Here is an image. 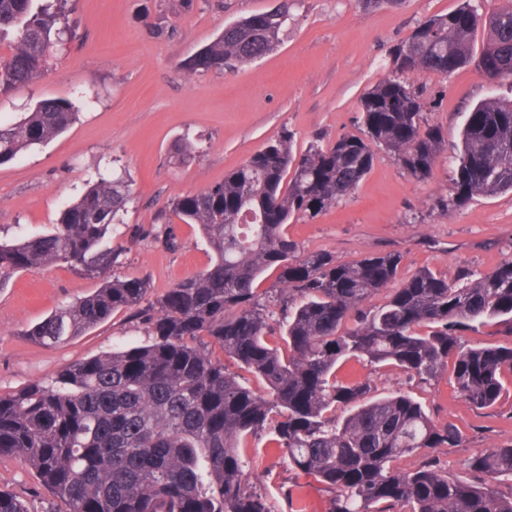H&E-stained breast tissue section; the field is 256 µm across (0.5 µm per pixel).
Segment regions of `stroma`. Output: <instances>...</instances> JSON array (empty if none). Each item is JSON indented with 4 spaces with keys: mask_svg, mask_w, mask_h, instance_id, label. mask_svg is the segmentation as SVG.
Returning <instances> with one entry per match:
<instances>
[{
    "mask_svg": "<svg viewBox=\"0 0 512 512\" xmlns=\"http://www.w3.org/2000/svg\"><path fill=\"white\" fill-rule=\"evenodd\" d=\"M180 2L74 0L72 44L35 83L0 97L5 125L44 98L68 99L78 108L63 134L0 164L1 240L48 232L96 173L123 174L132 181V200L107 243L124 248L121 274L145 278L154 294L164 293L205 270L211 252L193 224L176 225L180 246L174 251L153 237L131 242L134 231L154 227L171 198L223 181L282 129L294 132L300 149L318 135L332 141L356 132L358 102L385 74L393 48L420 21L463 0H402L370 10L358 0H298L272 53L234 70L192 75L185 62L225 25L279 0H193L188 10ZM404 79L422 90L429 103L425 119L445 128L452 142L471 106L512 96V84H488L472 64L445 75L408 72ZM185 137L195 157L178 164L174 145ZM452 178L442 160L431 178L416 181L378 152L353 197L314 220L290 223L288 234L302 250H326L343 262L400 251L405 276L422 267L448 273L460 265L487 272L512 255V193L435 208ZM98 285L57 264L19 273L0 288V395L49 379L68 363L145 343L142 320L126 312L57 346L31 341V327ZM336 376L370 381L378 394L408 392L435 421L453 422L461 445L432 451L449 477L469 478L468 460L476 451L512 445L511 372L502 376L509 397L484 410L460 397L445 377L424 384L363 360L348 361ZM246 460L251 483L275 512H333L334 491L289 465L270 433L253 439ZM0 489L22 498L30 512H49L48 492L15 459H0Z\"/></svg>",
    "mask_w": 512,
    "mask_h": 512,
    "instance_id": "1",
    "label": "stroma"
}]
</instances>
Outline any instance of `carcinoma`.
I'll use <instances>...</instances> for the list:
<instances>
[{
    "instance_id": "cac0c4a2",
    "label": "carcinoma",
    "mask_w": 512,
    "mask_h": 512,
    "mask_svg": "<svg viewBox=\"0 0 512 512\" xmlns=\"http://www.w3.org/2000/svg\"><path fill=\"white\" fill-rule=\"evenodd\" d=\"M69 0H0V97L33 83L71 41ZM253 13L222 31L187 63L189 72L235 69L269 54L288 21V0L261 26ZM495 57L512 80V0L431 16L393 52L388 73L360 99L363 132L303 150L285 130L237 169L161 211L163 243L179 241L178 219L196 224L212 252L202 273L151 298L150 283L111 273L120 251L109 226L131 199L122 177L98 176L45 233L0 243V287L16 274L63 262L102 278L100 287L30 330L43 346L96 328L118 312L143 319L148 341L61 367L0 396V457L36 474L61 512H273L244 471L247 439L265 430L289 462L336 491L335 512H512V446L479 450L468 461L477 481L449 478L428 456L409 470L393 463L434 448H455L461 431L437 423L406 392L373 395L367 381L342 383L351 359L392 364L424 383L451 371L456 392L478 409L494 406L512 372V345L464 347L461 337L490 322L512 330V255L484 274L420 269L397 280L395 250L340 262L301 252L292 220H313L350 196L379 147L417 181L448 157L447 210L476 196L512 192V100L477 103L454 148L424 120L421 94L403 74H448ZM70 102L43 99L12 125H0V164L63 133ZM271 288L259 287L267 272ZM382 301L372 303L376 296ZM277 303L281 317L270 303ZM267 386L240 382L213 349ZM346 415L336 418V410ZM0 512H28L0 490Z\"/></svg>"
}]
</instances>
